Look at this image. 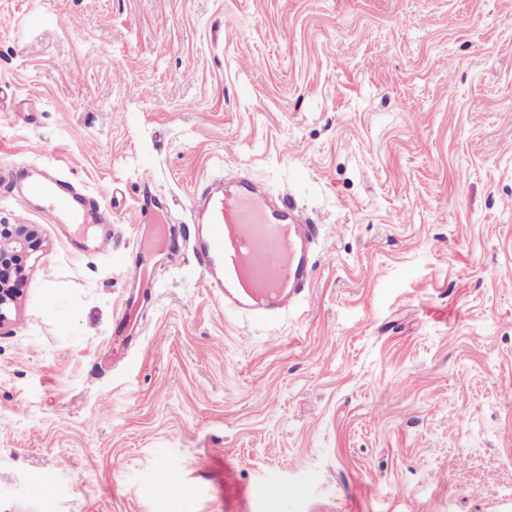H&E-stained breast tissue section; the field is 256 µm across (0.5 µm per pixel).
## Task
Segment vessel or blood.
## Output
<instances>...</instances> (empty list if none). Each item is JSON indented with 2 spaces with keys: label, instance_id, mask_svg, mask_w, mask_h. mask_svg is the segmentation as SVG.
I'll list each match as a JSON object with an SVG mask.
<instances>
[{
  "label": "vessel or blood",
  "instance_id": "obj_1",
  "mask_svg": "<svg viewBox=\"0 0 512 512\" xmlns=\"http://www.w3.org/2000/svg\"><path fill=\"white\" fill-rule=\"evenodd\" d=\"M46 221L74 225L69 242H77L90 224L110 223L109 210L86 198L57 172L34 169L24 184ZM206 235L196 247L198 264L211 297L225 314L264 318L287 310L313 288L320 226L297 205L271 197L246 173L211 183L197 206ZM136 286L122 303L115 331L142 333L140 314L151 304L156 272L165 266L163 225H142L137 241Z\"/></svg>",
  "mask_w": 512,
  "mask_h": 512
}]
</instances>
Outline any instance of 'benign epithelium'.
Instances as JSON below:
<instances>
[{
	"label": "benign epithelium",
	"instance_id": "obj_1",
	"mask_svg": "<svg viewBox=\"0 0 512 512\" xmlns=\"http://www.w3.org/2000/svg\"><path fill=\"white\" fill-rule=\"evenodd\" d=\"M39 247L36 224H0V327L11 322L21 301L13 280L28 276L27 260Z\"/></svg>",
	"mask_w": 512,
	"mask_h": 512
}]
</instances>
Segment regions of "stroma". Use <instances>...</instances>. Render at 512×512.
<instances>
[{
	"label": "stroma",
	"mask_w": 512,
	"mask_h": 512,
	"mask_svg": "<svg viewBox=\"0 0 512 512\" xmlns=\"http://www.w3.org/2000/svg\"><path fill=\"white\" fill-rule=\"evenodd\" d=\"M51 163L109 254L15 201ZM231 169L322 226L269 322L195 266ZM146 172L176 256L133 340ZM1 223L44 243L0 329V512H512V0H0Z\"/></svg>",
	"instance_id": "stroma-1"
}]
</instances>
